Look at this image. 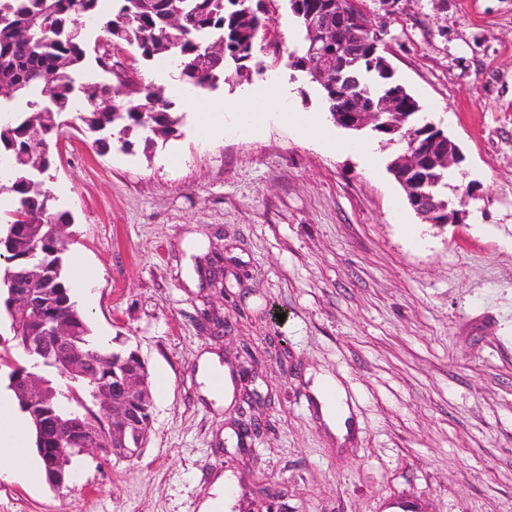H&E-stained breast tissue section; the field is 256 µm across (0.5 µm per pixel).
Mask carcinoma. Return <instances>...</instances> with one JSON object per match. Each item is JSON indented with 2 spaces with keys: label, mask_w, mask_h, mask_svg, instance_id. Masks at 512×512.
I'll return each instance as SVG.
<instances>
[{
  "label": "carcinoma",
  "mask_w": 512,
  "mask_h": 512,
  "mask_svg": "<svg viewBox=\"0 0 512 512\" xmlns=\"http://www.w3.org/2000/svg\"><path fill=\"white\" fill-rule=\"evenodd\" d=\"M336 12V0H296L295 20L302 37V52L288 54V66L300 68L307 61L311 42L307 16ZM271 18L258 14L255 0H0V84L14 87L8 102L0 101V195L11 197L10 209L0 213V257L6 265L0 282L33 290L37 310L12 334L20 364L0 354V366L10 368L9 380L46 368L58 372L53 357H37L29 343L47 335L50 323L66 326L77 350L97 353L85 313L71 299L66 278L67 243L56 234L59 224L73 217L55 206L48 187L52 147L63 133L59 117L96 135L93 149L104 154L117 138L133 130L145 142L173 131L179 117L174 103L145 79L140 64L170 57L181 81L199 89L228 82L255 68L261 74L266 61L264 35ZM356 46L342 36L337 46L312 55L327 58L337 67L338 81L320 86L326 111H346L348 95L363 94L377 104L403 88L395 78L381 38L372 20ZM98 41L112 47L110 55H96ZM412 103L401 113L402 134L387 140L420 144L435 137L434 125L419 115ZM432 184L425 188L443 215H448V168L425 154ZM118 369L149 377L137 350L118 351ZM46 407L72 429L95 435L107 444L112 435L108 418L95 402V392L112 386V366H100L67 379H45Z\"/></svg>",
  "instance_id": "1"
}]
</instances>
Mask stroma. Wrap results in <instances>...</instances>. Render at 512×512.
<instances>
[{
	"mask_svg": "<svg viewBox=\"0 0 512 512\" xmlns=\"http://www.w3.org/2000/svg\"><path fill=\"white\" fill-rule=\"evenodd\" d=\"M356 2L461 149L448 196L466 200L464 223H426L388 171L368 176L355 153L272 116L281 92L332 138L399 153L338 127L305 73L280 63L219 85L210 99L263 118L205 142L191 87L149 64L175 131L100 155L70 129L49 171L73 216L67 255L95 273L93 334L150 368L148 441L132 460L84 456L60 489L0 481V512H198L223 476L246 512H391L401 497L418 512H512V0ZM265 6L266 44L299 49L286 0ZM214 249L220 287L205 274ZM209 357L231 383L220 404L198 379ZM319 373L345 390L346 442L311 398ZM253 417L262 435L238 441Z\"/></svg>",
	"mask_w": 512,
	"mask_h": 512,
	"instance_id": "stroma-1",
	"label": "stroma"
}]
</instances>
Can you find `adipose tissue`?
<instances>
[{"label":"adipose tissue","mask_w":512,"mask_h":512,"mask_svg":"<svg viewBox=\"0 0 512 512\" xmlns=\"http://www.w3.org/2000/svg\"><path fill=\"white\" fill-rule=\"evenodd\" d=\"M298 134L331 150L353 149L367 174L374 175L383 165L382 157L364 145L350 147L348 142L330 139L316 118L303 116L296 122ZM312 394L320 406L323 421L336 437H345L351 425L345 391L329 374L317 375ZM32 428L21 413L13 393L0 391V480L37 484L42 475L30 458Z\"/></svg>","instance_id":"obj_1"}]
</instances>
